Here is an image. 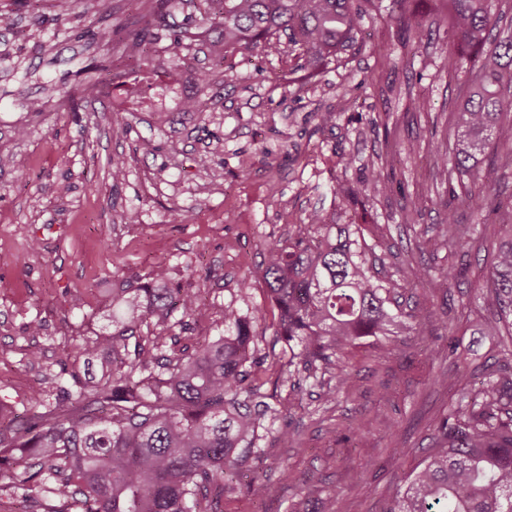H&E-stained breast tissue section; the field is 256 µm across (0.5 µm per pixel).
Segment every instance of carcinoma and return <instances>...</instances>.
Wrapping results in <instances>:
<instances>
[{
    "label": "carcinoma",
    "mask_w": 512,
    "mask_h": 512,
    "mask_svg": "<svg viewBox=\"0 0 512 512\" xmlns=\"http://www.w3.org/2000/svg\"><path fill=\"white\" fill-rule=\"evenodd\" d=\"M448 24L469 50L484 52L482 66L469 73L455 110L453 156L441 158L448 188L471 179L477 194L488 190L482 173L487 146L497 141L496 160L512 168V37L486 51L497 19L493 0H444ZM222 26V55L250 51L286 35L297 70L311 77L352 48L360 19L354 0H205L197 26L215 18ZM189 32L173 26L166 54L179 55ZM100 40L112 54L99 66L103 77L76 91L57 90L61 107H76V96L95 99L107 81L130 79L156 53L142 33L116 31ZM390 185L372 170L360 186L340 190L339 205L362 194L386 195ZM455 212L446 204L441 245H464L457 238ZM355 224L314 210L288 237L266 243L262 278L268 304L249 314L229 302L220 312L204 308L193 281L172 288L167 266L148 281L114 288L108 299L112 332L86 337L73 346V361L97 363L84 378L60 365L55 398L43 390L29 397L25 416L0 412L1 491L30 506L53 497L49 512H223L224 476L244 464L258 440L261 421L273 409L262 400L258 375L273 371L298 387L322 370L336 384L322 392L327 403L348 382L342 351L367 336L405 330L416 345L430 338L431 312L417 305L406 319L392 312L388 294L400 288L382 275ZM465 276L455 266L432 274L416 269V284L437 294ZM483 299L499 319L512 316V236L497 247L487 272ZM222 315L224 335L196 332ZM276 335L288 343V360L261 353L258 329L267 315ZM147 334H142V329ZM196 333L182 343V334ZM441 447L404 491L390 512H512V363L503 360L483 373L480 401L462 395L438 426Z\"/></svg>",
    "instance_id": "carcinoma-1"
}]
</instances>
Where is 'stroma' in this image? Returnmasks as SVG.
<instances>
[{
    "instance_id": "1",
    "label": "stroma",
    "mask_w": 512,
    "mask_h": 512,
    "mask_svg": "<svg viewBox=\"0 0 512 512\" xmlns=\"http://www.w3.org/2000/svg\"><path fill=\"white\" fill-rule=\"evenodd\" d=\"M12 8L13 25L0 27V400L25 413L33 390H51L47 370L67 360L81 335L111 331L104 289L138 285L160 262L173 284L185 282L189 268H207L204 303L220 308L232 300L247 313L265 303L266 241L315 209L335 213L340 224L365 210L360 235L376 254L390 249L433 272L467 266L465 282L444 294L405 277L391 303L404 314L431 307L437 353L420 352L405 335L362 338L343 351L349 380L330 405L320 398L330 375L298 393L267 378L262 393L297 406L291 433L282 437V419L266 417L247 466L267 492H225L224 512H290L295 500L303 512H386L435 448L437 425L459 395L458 370L478 375L503 358L499 337L473 325L486 308L469 283L486 272L512 214L463 194L451 198L457 223L476 229L451 250L440 244L444 210L435 203L448 196L437 157L452 152L460 88L481 57L460 56L449 70L456 39L433 0H405L401 8L371 0L355 48L309 82H298L290 55L258 50L217 62L214 28L181 55L142 67L137 96L108 86L69 112L57 109L56 87L86 81L87 67L105 54L102 42L76 39L74 29L147 24L161 42L167 21L144 22L129 0H81L65 15L51 0ZM206 72L215 78L204 91ZM199 94L204 110L184 111L183 97ZM412 94L426 99L424 111L409 110ZM33 98L45 105L41 115L27 110ZM328 109L335 125L317 129L315 113ZM90 112L98 117L92 126ZM23 125L30 134L20 139L15 130ZM389 141L401 145L382 169L390 193L336 207L330 186L359 183ZM411 142L416 152H406ZM203 154L211 158L205 170L197 164ZM116 155L129 162L117 185L109 175ZM349 155L357 159L351 169L343 165ZM409 195L424 199L412 227L401 222ZM185 210L190 220H181ZM117 211L136 212L138 223H113ZM245 277L252 289L241 298L236 288ZM74 297L81 308H70ZM34 319L41 335L26 331ZM34 346L40 358L30 364ZM434 377L442 387L429 386ZM399 446L406 456L395 455Z\"/></svg>"
}]
</instances>
